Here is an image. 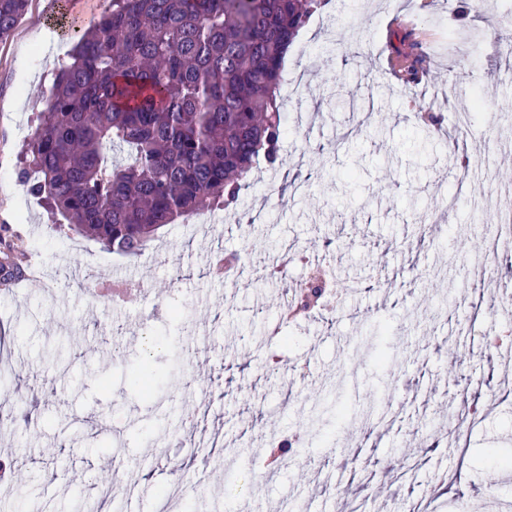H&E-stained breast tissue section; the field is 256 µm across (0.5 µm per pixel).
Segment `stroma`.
Segmentation results:
<instances>
[{"label": "stroma", "mask_w": 512, "mask_h": 512, "mask_svg": "<svg viewBox=\"0 0 512 512\" xmlns=\"http://www.w3.org/2000/svg\"><path fill=\"white\" fill-rule=\"evenodd\" d=\"M419 6L332 0L289 53L281 163L260 161L236 205L252 223L170 224L131 259L57 230L17 175L58 55L30 52L57 33L31 0L0 40V230L36 281L0 282V455L15 482L0 512H153L158 494L212 456L179 512H512V240L490 245L512 210V0ZM409 16L431 81L408 88L379 54ZM467 66L450 46L461 26ZM482 105H475V98ZM440 115L422 127L418 107ZM328 269L339 298L292 322L288 282L267 271L287 250ZM237 277L207 271L214 252ZM127 308L100 293L130 272ZM161 343L145 355L144 338ZM150 360L156 393L131 390ZM470 428H458L462 419ZM297 438L299 458L267 478L242 453ZM180 485V484H179Z\"/></svg>", "instance_id": "1"}]
</instances>
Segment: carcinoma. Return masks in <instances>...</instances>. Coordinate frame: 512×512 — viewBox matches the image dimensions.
<instances>
[{
	"instance_id": "1",
	"label": "carcinoma",
	"mask_w": 512,
	"mask_h": 512,
	"mask_svg": "<svg viewBox=\"0 0 512 512\" xmlns=\"http://www.w3.org/2000/svg\"><path fill=\"white\" fill-rule=\"evenodd\" d=\"M30 0H0V39ZM74 41L25 145L19 177L68 229L116 254L141 255L155 233L233 204L259 158L273 164L286 134L284 57L328 0H110ZM404 30L388 64L418 81L426 53ZM23 272L11 245L0 277ZM130 385L150 395V366Z\"/></svg>"
}]
</instances>
